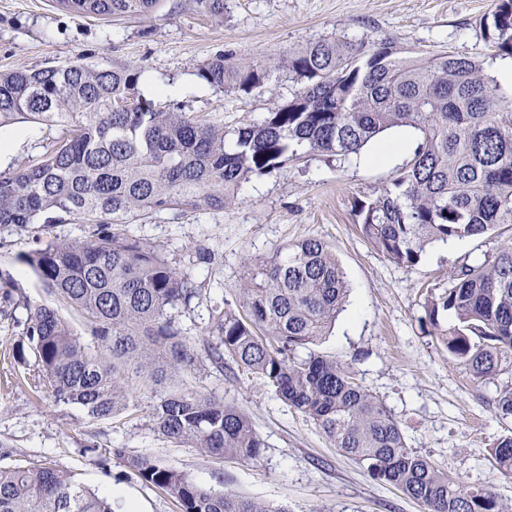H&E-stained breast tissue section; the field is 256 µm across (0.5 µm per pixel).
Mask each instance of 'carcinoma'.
<instances>
[{"label":"carcinoma","mask_w":512,"mask_h":512,"mask_svg":"<svg viewBox=\"0 0 512 512\" xmlns=\"http://www.w3.org/2000/svg\"><path fill=\"white\" fill-rule=\"evenodd\" d=\"M99 20L153 15L161 0H52ZM226 0H195L224 18ZM488 39L512 57V0H496ZM301 87L259 122L229 133L224 124L166 112L139 90L133 63L108 68L71 62L0 72V128L46 122L59 128L35 161L0 169V226H48L72 217L91 225L81 241H56L24 257L54 299L86 324L82 335L58 309L38 305L13 354L36 356L32 380L59 402L82 407L93 424L128 406L127 380L164 384L169 372H218L234 363L260 374L289 408L311 418L369 476L421 502L427 512H506L495 493L469 484L407 447L395 415L354 381L347 364L297 351L326 335L347 293L335 254L318 239L265 261L244 258L239 307L213 311L202 337L189 340L170 310L198 288L156 248L122 226L162 212L222 208L253 176L313 155L359 154L383 132L408 128L412 157L372 201H355L360 234L391 261L417 264L435 242L512 226V100L477 59L440 52L402 55L389 42L370 48L337 38L307 44L286 59ZM271 63L229 65L219 53L197 77L249 93ZM437 340L476 378L501 372L512 351V244L481 264L448 273L426 302ZM453 324H448V318ZM512 416V386L499 390ZM154 431L215 459L256 458L263 440L250 417L191 387L160 395ZM141 481L180 512H270L236 493L216 492L144 455L112 449ZM490 457L512 474V435ZM0 512H112V504L52 465L0 466Z\"/></svg>","instance_id":"1"}]
</instances>
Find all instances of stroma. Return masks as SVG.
<instances>
[{
    "label": "stroma",
    "mask_w": 512,
    "mask_h": 512,
    "mask_svg": "<svg viewBox=\"0 0 512 512\" xmlns=\"http://www.w3.org/2000/svg\"><path fill=\"white\" fill-rule=\"evenodd\" d=\"M495 0H226L223 22L194 0H162L148 19L103 22L54 8L51 0H0V71L39 69L86 59L142 70L141 90L155 89L163 110L223 121L231 129L261 120L286 104L300 85L288 71L250 93L200 82L198 67L216 53L241 63L281 58L314 41L337 37L353 44L387 41L400 51H451L496 62L483 19ZM56 128L36 122L0 129L9 142L0 168L36 160ZM401 160L383 165L361 156H312L252 178L235 201L203 214L161 216L130 225L131 234L159 249L177 272L202 285L194 310L176 318L198 338L208 311L234 303L245 277L242 255L260 261L288 245L316 238L335 253L349 285L345 309L311 352L348 363L357 381L399 421L409 447L441 469L493 490L512 512V475L489 461V451L512 434V419L495 408L499 382L469 374L425 322V297L444 287L462 263L477 264L512 241V232L452 239L427 248L419 263L397 264L356 229L354 199L380 195ZM91 227L72 220L50 227H0V445L10 465L50 462L108 496L113 512H179L176 501L141 482L113 458L116 448L148 455L196 483L232 490L285 512H426L398 488L379 483L336 449L307 416L289 409L255 373L201 367L169 375L166 388L188 381L243 409L264 441L255 459L222 461L165 442L154 431L155 401L132 382L128 409L104 424L89 423L77 406L36 391L33 361L18 362L12 347L29 309L52 298L24 257L57 239H85ZM96 443L93 452L87 443Z\"/></svg>",
    "instance_id": "1"
}]
</instances>
